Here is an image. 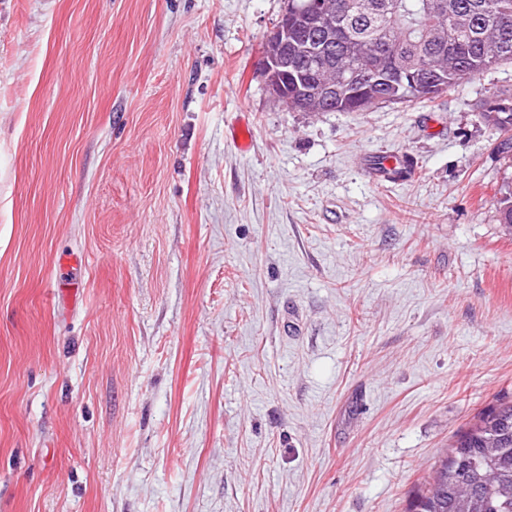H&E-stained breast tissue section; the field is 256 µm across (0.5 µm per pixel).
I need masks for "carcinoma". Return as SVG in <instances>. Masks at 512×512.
<instances>
[{"instance_id": "1", "label": "carcinoma", "mask_w": 512, "mask_h": 512, "mask_svg": "<svg viewBox=\"0 0 512 512\" xmlns=\"http://www.w3.org/2000/svg\"><path fill=\"white\" fill-rule=\"evenodd\" d=\"M336 29H292L288 61L273 68L287 107L308 112L296 82L336 78L318 112H366L380 105L431 101L459 81L512 62V0H334ZM361 42L367 53L351 54ZM356 75V85L348 79ZM478 117L507 134L512 93ZM408 512H512V403L474 417L447 456L429 469Z\"/></svg>"}]
</instances>
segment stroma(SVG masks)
Masks as SVG:
<instances>
[{"instance_id": "obj_1", "label": "stroma", "mask_w": 512, "mask_h": 512, "mask_svg": "<svg viewBox=\"0 0 512 512\" xmlns=\"http://www.w3.org/2000/svg\"><path fill=\"white\" fill-rule=\"evenodd\" d=\"M286 6L0 0V512H406L512 402V63L291 111ZM494 100L496 108L492 109L490 104H483L476 112L483 122L508 135L500 143V147L509 152L512 149V93H501Z\"/></svg>"}]
</instances>
